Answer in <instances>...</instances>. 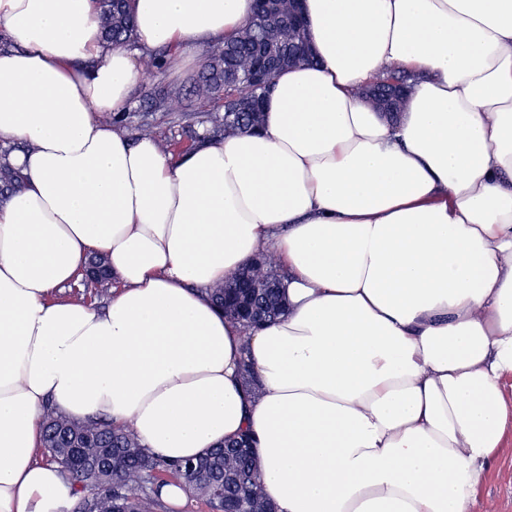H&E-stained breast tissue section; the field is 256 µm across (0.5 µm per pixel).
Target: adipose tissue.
I'll return each mask as SVG.
<instances>
[{
  "label": "adipose tissue",
  "instance_id": "1",
  "mask_svg": "<svg viewBox=\"0 0 512 512\" xmlns=\"http://www.w3.org/2000/svg\"><path fill=\"white\" fill-rule=\"evenodd\" d=\"M254 0H134L138 47L235 35ZM312 64L254 133L180 157L102 122L141 78L92 0H0V512H69L42 415L192 460L250 433L279 512H476L512 449V0H305ZM415 81L397 122L363 88ZM287 313L251 336L208 290L259 253ZM107 257L106 309L52 299ZM249 361L255 391L240 380ZM414 79H415L414 75H411V74L407 73L406 71L401 70L399 68H392L391 70H389L386 77L382 80H394V81L401 82L402 84L408 83V86H409V82ZM394 81L387 82L386 87H377V86L373 87L372 86L368 92L370 94H372L374 92H377V93L382 92L387 97L393 99L394 97L400 95L403 91L402 86L399 83L394 82ZM13 148L15 147L0 148V201L24 186V177L9 162Z\"/></svg>",
  "mask_w": 512,
  "mask_h": 512
}]
</instances>
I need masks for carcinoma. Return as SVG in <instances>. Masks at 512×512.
I'll use <instances>...</instances> for the list:
<instances>
[{
  "label": "carcinoma",
  "mask_w": 512,
  "mask_h": 512,
  "mask_svg": "<svg viewBox=\"0 0 512 512\" xmlns=\"http://www.w3.org/2000/svg\"><path fill=\"white\" fill-rule=\"evenodd\" d=\"M93 2L106 42L136 40L130 0ZM272 8L266 25L250 21L238 35L214 46L193 87L192 96L201 102L224 99V113L214 120L220 136L254 131L259 126L261 112L255 103L263 100L266 90L255 85L249 74L260 50L271 44L279 47L269 58L275 73L311 60L308 52L297 55L289 47L293 37L284 27L289 0H276ZM174 62L153 50L143 52L147 71ZM183 99L179 90L165 91L150 98L146 108L179 112ZM10 154L11 148H0V201L24 186V177L9 162ZM282 278L274 259L262 256L235 279L211 289L212 301L249 331L255 320L271 321L283 313ZM82 281L88 288H107L112 285V275L105 261L95 256L83 271ZM251 443L252 438L244 434L195 460L167 461L145 452L127 428L103 418L76 421L52 406L46 408L42 437L47 461L57 465L78 488L74 512H162L159 488L169 479L183 480L189 498L202 501L211 512H276L257 483Z\"/></svg>",
  "instance_id": "carcinoma-1"
}]
</instances>
